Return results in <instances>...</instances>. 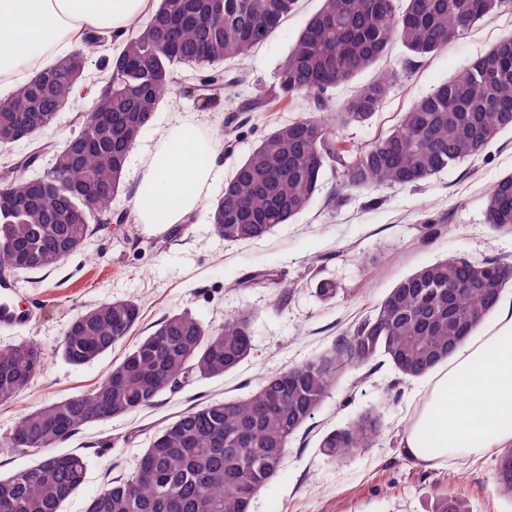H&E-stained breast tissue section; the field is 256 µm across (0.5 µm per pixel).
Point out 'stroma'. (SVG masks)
Returning a JSON list of instances; mask_svg holds the SVG:
<instances>
[{
    "label": "stroma",
    "mask_w": 512,
    "mask_h": 512,
    "mask_svg": "<svg viewBox=\"0 0 512 512\" xmlns=\"http://www.w3.org/2000/svg\"><path fill=\"white\" fill-rule=\"evenodd\" d=\"M320 0H299L297 10L266 41L254 47L236 69L241 80L232 99L203 109L184 96L164 98L129 153L123 185L110 205L128 211L148 154L161 133L184 118L202 132L221 138L225 172L246 157L260 137L278 125L307 115V97L246 111V104L269 94L279 67ZM512 30V14L462 32L447 48L405 68L407 51L394 45L390 55L354 82L336 89L344 102L359 86L380 74L398 72L379 109L365 122L340 129L347 144L361 145L390 128L417 97L483 56ZM109 42L87 64L86 88L40 136L60 146L81 129L89 93L109 75L105 56L119 52ZM512 172V134H503L479 157L444 171L419 186L357 192L325 175L321 193L291 223L262 239L229 243L213 230L211 205L185 224H103L82 249L50 273L12 272L15 303L31 306L26 322L0 327V349L37 344L44 366L22 393L0 406V473L8 475L38 460L35 451L7 447L19 417L53 401L88 393L142 336L173 312L188 311L218 326L232 315H249L252 349L234 371L195 379L160 396L140 412L80 427L57 452H77L88 461L86 481L64 512H85L88 500L109 480L130 474L150 437L176 415L196 404L248 395L265 374L315 358L338 337L349 334L403 278L438 259L463 254L512 264V236L492 231L484 202L492 185ZM277 272L275 284L240 287L252 272ZM335 284L330 299L317 293L320 281ZM134 299L141 319L122 344L94 362L74 366L59 345L79 313L105 300ZM419 381L399 374L385 358L341 372L313 419L291 441L283 464L263 488L254 512H437L443 498L460 501L466 512H512V495L495 484L499 449L477 462L449 460L442 468L408 458L402 437L417 404ZM368 409L384 422L377 444L333 462L319 451L325 432L345 426Z\"/></svg>",
    "instance_id": "35a3bbf8"
}]
</instances>
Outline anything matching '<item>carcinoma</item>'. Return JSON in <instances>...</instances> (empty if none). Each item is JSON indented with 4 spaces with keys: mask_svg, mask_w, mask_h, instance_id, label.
<instances>
[{
    "mask_svg": "<svg viewBox=\"0 0 512 512\" xmlns=\"http://www.w3.org/2000/svg\"><path fill=\"white\" fill-rule=\"evenodd\" d=\"M298 0H157L154 13L107 58V85L93 95L102 116L82 125L54 151V168L29 176L52 146L40 144L3 180L0 196V269L50 271L77 253L107 215L119 191L125 149L151 121L177 75L193 77L196 102L207 107L231 97L238 77L229 64L267 40L296 10ZM512 13V0H322L280 67L277 86L253 112L299 95L314 114L282 124L260 138L224 182L214 207V231L229 242L261 239L306 210L326 171L353 190L415 186L480 156L512 131V32L483 56L415 99L398 122L371 142L338 148L336 129L363 122L378 110L394 76L362 86L341 109L331 91L373 67L399 42L425 57L464 30ZM105 38L85 36V47L37 72L0 98V137L22 128H47L80 89L88 56ZM94 202L97 214L74 213ZM485 219L512 234V173L485 198ZM512 281L505 263L455 255L399 281L351 335L328 352L272 373L241 399L198 404L175 416L150 439L135 470L105 484L85 512H253L259 492L277 475L290 442L348 366L384 356L401 374L420 376L446 361L496 309ZM141 318L132 299L103 301L75 317L61 342L70 364L93 362L123 343ZM251 349L246 316L210 328L188 313H172L138 341L89 393L55 401L22 416L9 447L42 453L33 466L0 477L5 512H61L85 482L87 461L53 448L91 422L144 410L158 397L195 378L235 370ZM44 363L35 344L0 351V404L10 403ZM383 434L368 410L325 433L321 453L336 459L372 447ZM499 491L512 494V452L495 474Z\"/></svg>",
    "mask_w": 512,
    "mask_h": 512,
    "instance_id": "cac0c4a2",
    "label": "carcinoma"
}]
</instances>
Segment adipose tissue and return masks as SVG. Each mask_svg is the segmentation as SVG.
I'll use <instances>...</instances> for the list:
<instances>
[{"label": "adipose tissue", "mask_w": 512, "mask_h": 512, "mask_svg": "<svg viewBox=\"0 0 512 512\" xmlns=\"http://www.w3.org/2000/svg\"><path fill=\"white\" fill-rule=\"evenodd\" d=\"M154 0H0V96L83 45L90 30L125 38L151 14ZM216 136L194 122L168 128L136 185L139 223L182 224L207 201L221 176ZM402 439L406 454L437 467L453 456L477 460L512 446V304L472 333L448 361L421 377Z\"/></svg>", "instance_id": "ef3b65f1"}]
</instances>
